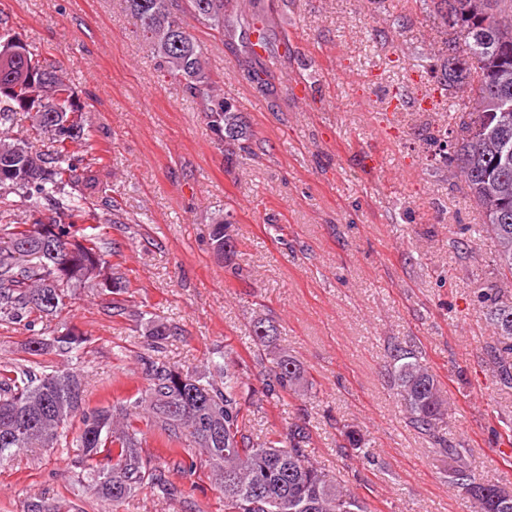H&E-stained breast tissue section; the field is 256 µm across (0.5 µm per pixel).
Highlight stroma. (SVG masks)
Segmentation results:
<instances>
[{"label": "stroma", "mask_w": 512, "mask_h": 512, "mask_svg": "<svg viewBox=\"0 0 512 512\" xmlns=\"http://www.w3.org/2000/svg\"><path fill=\"white\" fill-rule=\"evenodd\" d=\"M0 18L58 63L89 112L103 187L90 210L130 282L116 317L107 297L74 289L58 320L87 338L78 362L54 349L30 355L24 327L0 321V365L72 364L89 407L122 404L148 385L146 315L170 325L161 356L186 372L225 351L258 389L273 359L296 360L312 391L246 404L248 430L263 441L306 424L308 450L367 512H474L448 481L460 460L512 491V456L500 451L512 440V388L492 374V331L476 301L499 279L495 245H459L460 225L481 216L431 140L450 110L472 111L473 96L440 97L415 61L442 47L428 0H254L244 20L267 43L254 59L242 31L222 37L179 13L252 130L254 156L231 162L199 101L156 69L124 0H0ZM398 87L414 107L392 109ZM226 209L235 253L220 259L209 225ZM257 317L278 328L264 351L251 338ZM397 345L440 381L441 432L457 457L410 424L391 385ZM342 424L365 434L374 461L341 452ZM78 474L68 449H24L0 461V512H23L33 496L63 512H111ZM168 477L180 496L143 489L120 512H224L205 462L192 479Z\"/></svg>", "instance_id": "obj_1"}]
</instances>
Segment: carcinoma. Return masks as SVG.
I'll use <instances>...</instances> for the list:
<instances>
[{
	"label": "carcinoma",
	"mask_w": 512,
	"mask_h": 512,
	"mask_svg": "<svg viewBox=\"0 0 512 512\" xmlns=\"http://www.w3.org/2000/svg\"><path fill=\"white\" fill-rule=\"evenodd\" d=\"M211 29L224 33L228 0H185ZM446 34L441 58L440 95L470 89L475 107L455 117L442 148L464 177L482 224L463 227L461 235L486 234L496 244L500 274L512 278V0H430ZM137 32L163 77L182 84L200 100L202 112L224 155L251 150L252 134L242 113L217 92L206 69L203 48L181 26L179 0H126ZM20 114L31 119L33 135L0 136V320L23 325L30 333L28 353L50 349L78 354L85 335L64 326L48 335L44 320L60 315L70 292L89 284L112 296V315L126 314L121 295L129 280L112 268L97 245L95 227L74 230L96 184L92 125L75 89L55 63L6 27L0 29V129L7 132ZM83 146L76 151L73 145ZM16 193L33 222L10 221ZM234 217H214L209 240L226 252ZM494 343L488 356L497 381L512 387V301L498 284L478 295ZM277 334L270 321L254 322L256 345L267 346ZM143 335L148 387L120 406L91 408L86 383L72 370L33 366L0 368V457L23 448L61 445L75 449V462L90 475V488L117 508L145 486L174 496L165 465L143 454L136 422L147 412L169 442L189 440L207 458L224 494V512H366L362 501L330 476L311 456L305 428L295 424L276 439L255 442L246 434L243 385L228 355L212 361L219 379L183 373L159 357L171 328L145 323ZM393 387L412 425L435 433L447 414L444 391L413 352L395 348ZM312 383L288 356L275 362L257 400L280 393L309 391ZM39 415V426L19 430L15 417ZM449 482L466 489L476 512H512V494L495 483L480 482L468 466L452 468Z\"/></svg>",
	"instance_id": "carcinoma-1"
}]
</instances>
